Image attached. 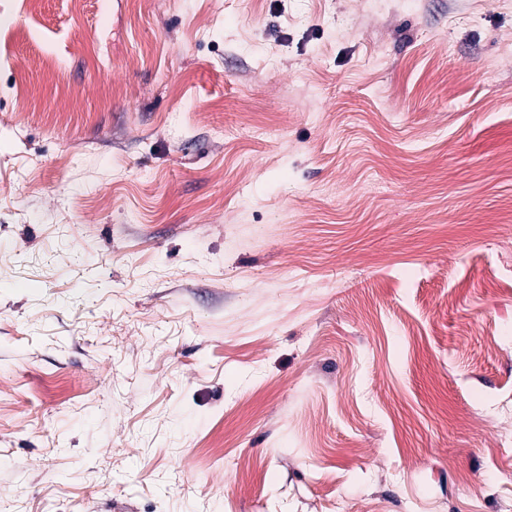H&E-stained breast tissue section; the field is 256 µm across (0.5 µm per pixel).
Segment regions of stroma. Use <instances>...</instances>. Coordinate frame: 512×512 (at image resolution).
I'll use <instances>...</instances> for the list:
<instances>
[{
  "instance_id": "35a3bbf8",
  "label": "stroma",
  "mask_w": 512,
  "mask_h": 512,
  "mask_svg": "<svg viewBox=\"0 0 512 512\" xmlns=\"http://www.w3.org/2000/svg\"><path fill=\"white\" fill-rule=\"evenodd\" d=\"M0 0V512H512V0Z\"/></svg>"
}]
</instances>
